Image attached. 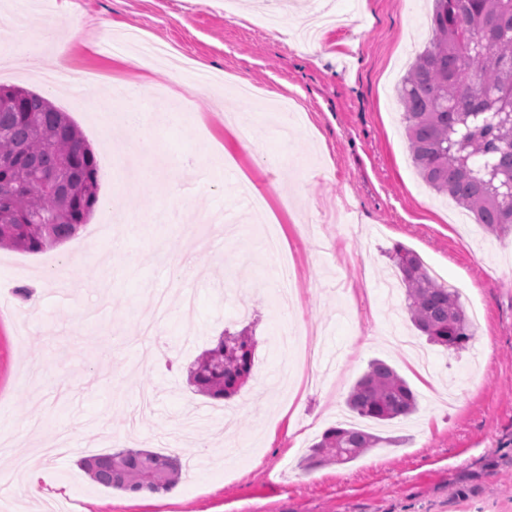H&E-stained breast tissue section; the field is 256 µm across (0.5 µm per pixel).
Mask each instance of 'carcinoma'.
Segmentation results:
<instances>
[{
    "instance_id": "obj_1",
    "label": "carcinoma",
    "mask_w": 512,
    "mask_h": 512,
    "mask_svg": "<svg viewBox=\"0 0 512 512\" xmlns=\"http://www.w3.org/2000/svg\"><path fill=\"white\" fill-rule=\"evenodd\" d=\"M432 38L397 86L411 162L422 181L499 236L512 234V0H433ZM98 167L78 128L45 97L0 85V245L37 253L73 237L98 203ZM406 311L427 341L463 350L474 339L460 291L440 282L414 251L390 252ZM255 340L224 336L189 369V382L229 399L250 377ZM346 405L375 423L414 413L417 395L375 359ZM393 440L349 424L328 429L304 468L352 462ZM90 480L122 491H166L181 476L178 458L124 448L82 463Z\"/></svg>"
}]
</instances>
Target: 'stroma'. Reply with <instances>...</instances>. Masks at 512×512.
<instances>
[{
  "instance_id": "obj_1",
  "label": "stroma",
  "mask_w": 512,
  "mask_h": 512,
  "mask_svg": "<svg viewBox=\"0 0 512 512\" xmlns=\"http://www.w3.org/2000/svg\"><path fill=\"white\" fill-rule=\"evenodd\" d=\"M91 17L74 42L70 67L141 86L156 104L153 124L164 154L146 157L154 177L128 187L123 168L136 135L104 129L93 107L101 88L49 94L27 62L0 67V84L48 96L91 146L101 174L99 202L80 232L39 253L0 247V397L10 411V454L37 449L29 426L66 428L70 450L42 461L49 501L67 512H512V236L498 238L420 179L403 134L396 88L431 37L430 0H293L291 19L339 22L320 43L251 35L266 0H70ZM134 29L165 43L180 70L116 59V32ZM217 79L249 75L266 100H287L290 138L278 113L239 102L257 141L241 148L215 93L194 98L178 125L164 110L186 95L185 73ZM199 152L227 163L203 188L188 186L174 161ZM267 197L289 254L302 273L299 301L280 308L278 265L263 249L265 227L251 223L235 186ZM291 207H284L283 198ZM347 205L355 221L340 224ZM127 249H112L114 237ZM403 245L459 288L482 320L471 346H428L422 373L391 341L414 335L404 290L383 291L390 252ZM88 255L97 269L56 266ZM41 294L31 313L17 287ZM169 289L157 334L137 320L155 291ZM252 331L253 375L231 401L213 400L188 382L190 364L224 331ZM157 345L174 356L142 366ZM391 364L416 392L418 410L384 428L390 445L357 460L312 471L299 463L337 421L371 360ZM246 453L224 456L223 433ZM188 444L179 500L143 505L93 483L81 459L140 448L171 454Z\"/></svg>"
}]
</instances>
